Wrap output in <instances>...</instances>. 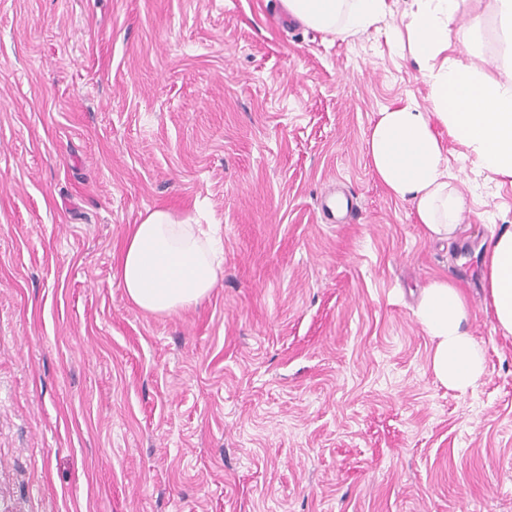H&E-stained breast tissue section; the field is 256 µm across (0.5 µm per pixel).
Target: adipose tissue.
I'll return each instance as SVG.
<instances>
[{
    "label": "adipose tissue",
    "instance_id": "obj_1",
    "mask_svg": "<svg viewBox=\"0 0 512 512\" xmlns=\"http://www.w3.org/2000/svg\"><path fill=\"white\" fill-rule=\"evenodd\" d=\"M285 12L306 27L333 36L368 30L385 18L387 0H281ZM459 0H412L405 26L412 55L422 63L432 109L412 102L385 108L366 140L370 165L394 197L414 208L428 236L448 241L461 231L465 198L448 175L446 137L490 178L512 181V79L487 73L489 59L470 54L439 62ZM217 241L200 225L168 211L147 212L122 247L118 279L140 309L169 314L201 303L221 272ZM485 306L494 329L512 337V226L493 234L482 258ZM415 314L433 342L431 367L449 389L467 392L486 372L483 350L467 328L470 309L453 282L424 288Z\"/></svg>",
    "mask_w": 512,
    "mask_h": 512
}]
</instances>
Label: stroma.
Listing matches in <instances>:
<instances>
[{
  "label": "stroma",
  "mask_w": 512,
  "mask_h": 512,
  "mask_svg": "<svg viewBox=\"0 0 512 512\" xmlns=\"http://www.w3.org/2000/svg\"><path fill=\"white\" fill-rule=\"evenodd\" d=\"M408 10L336 38L279 0H0V512H512L480 250L512 184L448 141L468 211L434 241L366 153L378 112L431 109ZM469 51L512 74L491 0H460L446 56ZM149 209L217 226L199 305L149 313L115 278ZM438 278L486 354L463 394L414 314Z\"/></svg>",
  "instance_id": "stroma-1"
}]
</instances>
